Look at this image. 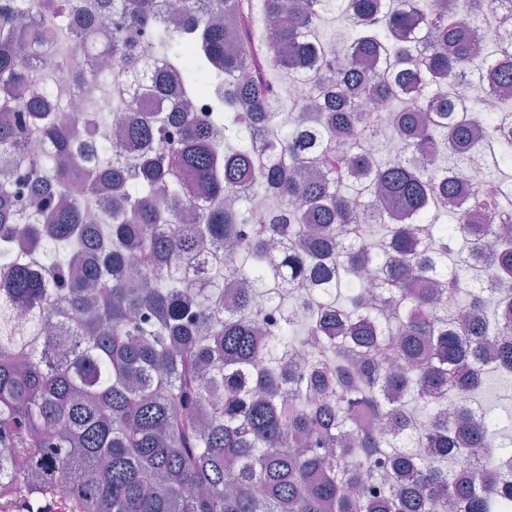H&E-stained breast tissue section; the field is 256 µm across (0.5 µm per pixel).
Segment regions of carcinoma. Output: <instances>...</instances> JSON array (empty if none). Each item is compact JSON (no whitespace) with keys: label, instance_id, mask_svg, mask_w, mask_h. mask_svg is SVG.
Instances as JSON below:
<instances>
[{"label":"carcinoma","instance_id":"obj_1","mask_svg":"<svg viewBox=\"0 0 512 512\" xmlns=\"http://www.w3.org/2000/svg\"><path fill=\"white\" fill-rule=\"evenodd\" d=\"M493 7L0 0V110L18 113L0 153L37 145L0 168L1 504L506 509L512 436L481 404L448 413L487 364L512 374V114L471 111L456 85L509 98L512 31L489 26L480 54L466 16ZM328 9L354 28L342 44L320 37ZM143 39L181 111L158 106ZM101 57L116 67L72 125L53 88ZM272 71L310 88L299 118ZM368 102L395 105L397 155L374 152ZM229 279L246 287L227 307Z\"/></svg>","mask_w":512,"mask_h":512}]
</instances>
